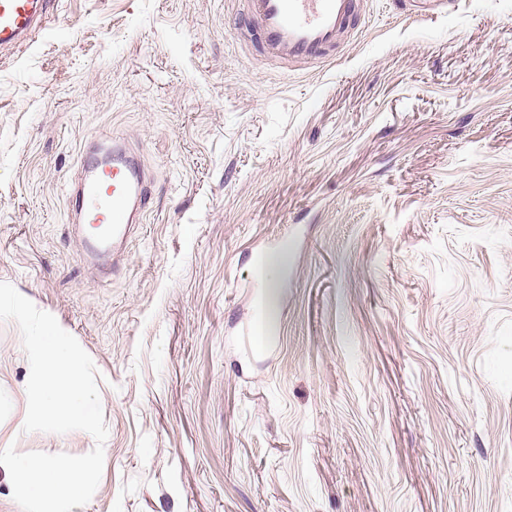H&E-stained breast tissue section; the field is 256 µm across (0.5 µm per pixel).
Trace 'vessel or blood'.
Here are the masks:
<instances>
[{
	"instance_id": "vessel-or-blood-1",
	"label": "vessel or blood",
	"mask_w": 512,
	"mask_h": 512,
	"mask_svg": "<svg viewBox=\"0 0 512 512\" xmlns=\"http://www.w3.org/2000/svg\"><path fill=\"white\" fill-rule=\"evenodd\" d=\"M57 0H0V49L33 40ZM418 16L446 13L456 0H404ZM245 28L267 57L298 71L343 54L364 14L365 0H244ZM152 177L125 141L85 143L66 188L72 222L93 225L82 237L86 260L114 269L124 243L148 210Z\"/></svg>"
}]
</instances>
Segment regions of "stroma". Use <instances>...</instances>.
<instances>
[{"label": "stroma", "instance_id": "stroma-1", "mask_svg": "<svg viewBox=\"0 0 512 512\" xmlns=\"http://www.w3.org/2000/svg\"><path fill=\"white\" fill-rule=\"evenodd\" d=\"M240 9L59 0L0 51V282L91 357L108 428L71 512H512V0H368L294 73ZM104 135L154 180L108 274L65 200ZM29 375L0 321V448L90 452L24 432ZM401 3L409 6V11H412L418 16H431L438 14H445L448 12V7L455 8V0H398Z\"/></svg>", "mask_w": 512, "mask_h": 512}]
</instances>
